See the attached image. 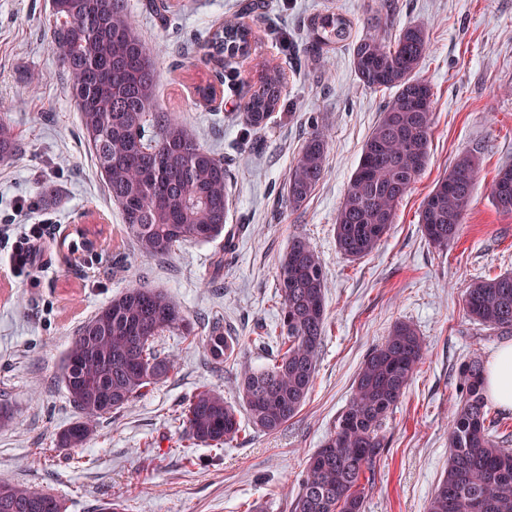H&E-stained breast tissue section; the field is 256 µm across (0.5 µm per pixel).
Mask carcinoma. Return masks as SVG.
Here are the masks:
<instances>
[{
    "mask_svg": "<svg viewBox=\"0 0 512 512\" xmlns=\"http://www.w3.org/2000/svg\"><path fill=\"white\" fill-rule=\"evenodd\" d=\"M52 49L66 72L83 137L93 153L125 238L140 257L164 259L188 242L224 237L212 262L224 269L234 234L226 229L230 198L224 159L196 140L187 121L156 100L153 49L137 31L127 0H52ZM352 36L340 12L314 21L309 50L321 54ZM253 34L227 19L208 40L209 62L224 68L250 50ZM430 43L423 26L403 27L397 39L366 35L352 43L360 85L394 94L366 139L336 215L339 252L357 261L378 248L395 222L400 201L427 165L433 128V87L418 76ZM282 76L267 67L245 102L242 121L264 127L279 105ZM0 104V160L23 151ZM329 142L314 128L286 175L288 207H302L323 179ZM477 174L473 154L457 156L426 197L419 223L428 242L443 251L458 239ZM496 208L512 214V165L499 167L491 186ZM280 307L276 353L270 363L237 380L240 403L254 429L275 432L297 414L314 382L326 328V277L320 255L301 236L278 264ZM466 314L500 334L512 333V273L477 279L465 290ZM178 303L155 288L129 284L79 327L61 378L79 417L55 434L59 449L83 447L101 421L127 408L148 387L168 377L173 360L159 353L164 336H197ZM207 355L222 364L233 355L224 326L212 323L200 337ZM424 342L416 328L396 323L361 362L351 397L321 448L309 458L289 512H364L366 474L385 448L383 426L398 407L421 363ZM191 445L219 450L242 432L238 408L224 393L203 386L175 416ZM490 416L483 366L461 371L457 411L448 426V467L427 512H512V448ZM0 512H63L54 495L0 480Z\"/></svg>",
    "mask_w": 512,
    "mask_h": 512,
    "instance_id": "cac0c4a2",
    "label": "carcinoma"
}]
</instances>
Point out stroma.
<instances>
[{
	"label": "stroma",
	"instance_id": "stroma-1",
	"mask_svg": "<svg viewBox=\"0 0 512 512\" xmlns=\"http://www.w3.org/2000/svg\"><path fill=\"white\" fill-rule=\"evenodd\" d=\"M128 0L142 38L154 50L157 101L189 122L198 143L229 162L233 207L241 225L231 261L215 282L207 274L222 240L186 243L170 258L145 260L120 235L122 218L85 142L66 73L51 49L50 0H0V102L27 150L0 163V225L50 224L40 269L16 276L0 261V397L14 418L0 427V480L29 484L58 497L65 512H96L120 498L124 512H287L311 454L350 399L369 350L400 320L424 339L425 354L386 423V448L365 489V512H426L448 464V423L468 362L489 364L512 335L479 329L462 296L475 279L512 271V214L496 209L491 185L512 164V0H398L378 22L379 0H266L262 13L241 14L240 0H169L163 23ZM353 22V38L393 41L409 23L424 25L431 51L419 71L434 89L429 160L400 203L387 237L350 262L336 248L334 224L362 146L391 93L359 85L352 47L307 57L309 25L327 12ZM251 28L248 54L236 57L210 104L196 87L216 82L205 44L224 19ZM282 74L280 105L264 128H246L240 112L264 66ZM329 136L326 173L304 206L283 197L289 165L312 126ZM478 159L473 197L458 240L435 249L419 209L458 154ZM58 190L53 205L40 191ZM26 210H18L21 202ZM321 255L326 280V333L313 387L282 430L244 425L233 446L198 447L193 461L178 450L185 431L173 420L201 386L235 400L247 368L267 365L259 338L278 322V262L293 237ZM80 243L71 251L70 243ZM138 282L172 296L192 320L231 329L234 356L216 366L198 340L167 336L168 378L132 406L101 422L84 447L55 450L56 432L78 417L60 378L78 327Z\"/></svg>",
	"mask_w": 512,
	"mask_h": 512
}]
</instances>
